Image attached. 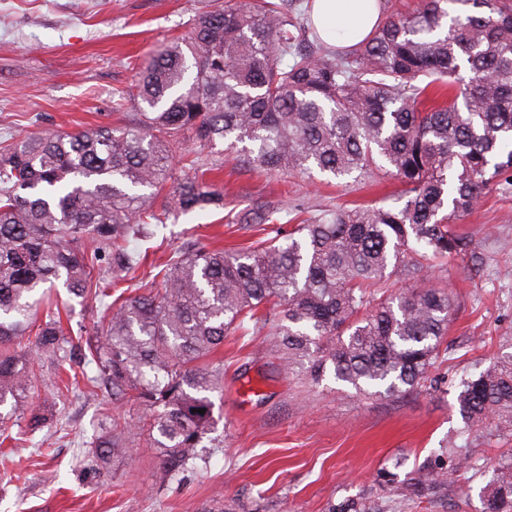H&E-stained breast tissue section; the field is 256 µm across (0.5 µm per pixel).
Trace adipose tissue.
I'll return each mask as SVG.
<instances>
[{
	"instance_id": "1",
	"label": "adipose tissue",
	"mask_w": 512,
	"mask_h": 512,
	"mask_svg": "<svg viewBox=\"0 0 512 512\" xmlns=\"http://www.w3.org/2000/svg\"><path fill=\"white\" fill-rule=\"evenodd\" d=\"M380 0H314V23L334 45L362 41L379 23Z\"/></svg>"
}]
</instances>
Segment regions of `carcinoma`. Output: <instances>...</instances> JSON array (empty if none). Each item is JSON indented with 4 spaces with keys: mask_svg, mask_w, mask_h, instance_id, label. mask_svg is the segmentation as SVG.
Listing matches in <instances>:
<instances>
[{
    "mask_svg": "<svg viewBox=\"0 0 512 512\" xmlns=\"http://www.w3.org/2000/svg\"><path fill=\"white\" fill-rule=\"evenodd\" d=\"M309 2L217 0L118 94L117 109L136 102L135 122L0 148V409L26 402L29 427L43 424L34 400L49 397L32 361L74 357L60 310L39 316L59 287L104 307L83 346L92 386L136 398L166 478L204 458L211 395L224 390L223 368L205 360L231 333L266 337L287 373L315 383L329 374L379 396L432 387L453 294L389 288L466 254L455 223L512 187V0H416L409 11L384 0L381 23L349 49L308 38ZM186 139L192 174L176 182ZM218 143L243 169L346 186L391 179L397 202L309 210L255 199L233 223L273 236L173 257L155 273L161 287L112 310L114 274L139 264L129 238L224 207L208 177ZM457 403L469 429L512 426V354L465 380ZM92 444L108 470L129 455L126 422L111 420ZM443 485L444 471L423 466L402 496ZM483 512H512V466L493 470Z\"/></svg>",
    "mask_w": 512,
    "mask_h": 512,
    "instance_id": "cac0c4a2",
    "label": "carcinoma"
}]
</instances>
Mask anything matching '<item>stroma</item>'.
<instances>
[{"instance_id":"35a3bbf8","label":"stroma","mask_w":512,"mask_h":512,"mask_svg":"<svg viewBox=\"0 0 512 512\" xmlns=\"http://www.w3.org/2000/svg\"><path fill=\"white\" fill-rule=\"evenodd\" d=\"M207 0H0V144L28 132L76 131L128 123L136 109L115 110L138 64L157 45L186 33ZM225 158L215 180L224 207L168 221L129 250L149 260L124 273L127 286L151 281L149 262L194 246L249 245L258 232L229 223V212L264 198L285 206L332 208L393 200L386 181L361 190L307 183L282 174L233 172ZM473 252L432 270L448 282L455 319L434 368L436 390L402 397L364 396L325 378L285 375L263 337L231 334L212 356L224 367L204 438L209 455L192 472L164 482L149 437L135 436L132 456L98 473L92 442L108 416L142 424L135 399L64 396L44 427L18 447H0V512H200L215 500L236 512H327L355 501L369 512H482L481 491L493 469L512 463V433L466 429L456 396L461 379L512 353V191H492L456 224ZM72 336L92 333L104 313L95 302L59 293ZM253 391L239 402L238 388ZM464 449L466 461L440 456ZM441 462L444 489L399 501L395 489L419 467Z\"/></svg>"}]
</instances>
